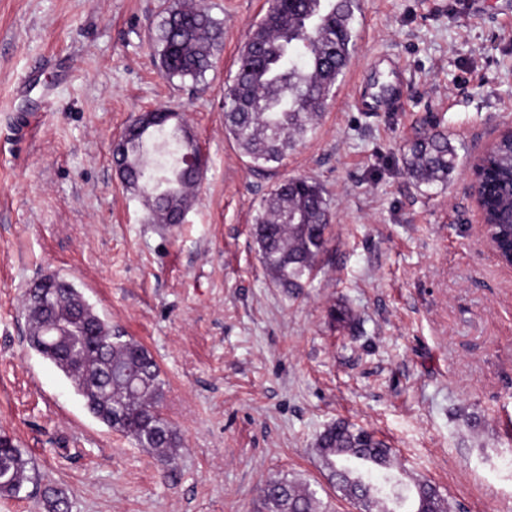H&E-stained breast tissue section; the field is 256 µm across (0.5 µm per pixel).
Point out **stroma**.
<instances>
[{
	"label": "stroma",
	"instance_id": "stroma-1",
	"mask_svg": "<svg viewBox=\"0 0 512 512\" xmlns=\"http://www.w3.org/2000/svg\"><path fill=\"white\" fill-rule=\"evenodd\" d=\"M224 28L200 81L165 78L167 0H0V437L72 512H264L272 478L356 512L320 471L333 422L374 431L400 486L427 479L452 512H512V272L479 234L469 168L512 123V0H357V50L315 133L254 167L224 131V91L265 0H208ZM402 80L389 112L359 104ZM182 112L205 162L183 223H145L113 144L132 114ZM446 130L444 186L404 168ZM306 177L330 236L292 299L252 227L278 183ZM70 280L158 362L182 448L171 469L96 420L30 351L25 290ZM352 312L344 323L334 308Z\"/></svg>",
	"mask_w": 512,
	"mask_h": 512
}]
</instances>
